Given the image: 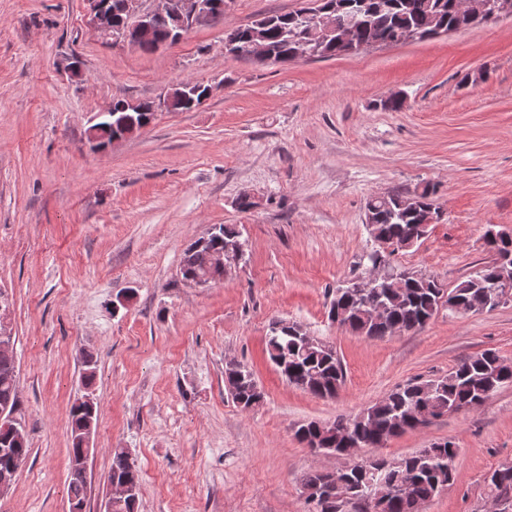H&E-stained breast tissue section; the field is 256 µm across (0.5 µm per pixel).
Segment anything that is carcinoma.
Segmentation results:
<instances>
[{
    "instance_id": "cac0c4a2",
    "label": "carcinoma",
    "mask_w": 512,
    "mask_h": 512,
    "mask_svg": "<svg viewBox=\"0 0 512 512\" xmlns=\"http://www.w3.org/2000/svg\"><path fill=\"white\" fill-rule=\"evenodd\" d=\"M342 7L340 14L359 10L356 37L364 42L384 44L398 42L407 30L432 38L439 25L451 28L456 14V0H329ZM258 36L263 39L276 62L288 64L307 52L313 59L345 55L346 47L336 33L326 32L301 21L296 12L262 16L251 24L224 33V39L237 42L242 50L248 41ZM434 188L426 184L416 195L415 207L403 205L407 193L395 190L370 197L366 210L375 223L367 225L371 250L362 255L359 265L370 266L385 258L381 243L394 247L393 253L408 250L409 244H418L429 231L426 223L430 213L437 211ZM234 224H219L208 242L196 240L185 250L190 261L185 264V279L206 276L215 281L224 276L213 266L212 252L224 244L240 239ZM492 259L483 263L473 274L453 289L432 275L410 271L395 265L389 278L381 281L370 295H361L355 289L340 285L332 291L329 315H344L341 325L369 339L386 336V331L397 326L404 332L423 328L442 307L451 312H475L480 307L494 309L502 304L499 270L512 269V238L499 240L485 237ZM274 320L267 336L266 352L280 375L295 387L321 398L336 394L344 382V370L336 351L315 336L309 335L298 323L277 327ZM224 382L234 387L233 402L244 410L259 405L264 393L253 372L245 365L227 364ZM512 386V362L492 350L462 359L447 375L435 379H413L386 393L359 413L339 418L332 423L315 421L302 424L296 436L310 450L318 452L336 448L348 456L361 448H379L388 439L408 430L422 427L415 422L418 412L448 415L465 411L478 403L487 393ZM17 402L15 356L0 355V404ZM91 410L81 403L70 409L72 448L69 453L81 452L79 433ZM0 448H9V458L21 465L29 454L28 443H17L10 430L0 426ZM456 448L451 441L435 442L401 460L360 458L350 470L338 476L336 496L348 491L359 499H377L381 512H420L421 505L448 486L452 478V462ZM327 473L311 472L303 479V488L310 495L319 494ZM108 478L126 479L141 484V472L135 461L123 448L112 451ZM490 512H499L501 500L512 503V462L503 463L486 477ZM68 493L70 512H86L87 476L74 466H68Z\"/></svg>"
}]
</instances>
